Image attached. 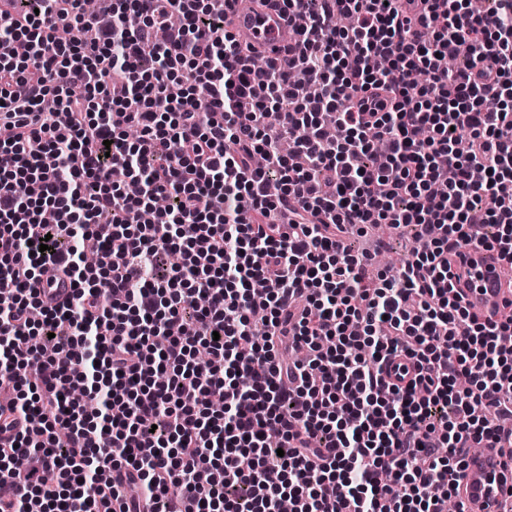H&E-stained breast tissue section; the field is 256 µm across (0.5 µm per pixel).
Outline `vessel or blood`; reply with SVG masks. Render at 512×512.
<instances>
[{"instance_id": "obj_1", "label": "vessel or blood", "mask_w": 512, "mask_h": 512, "mask_svg": "<svg viewBox=\"0 0 512 512\" xmlns=\"http://www.w3.org/2000/svg\"><path fill=\"white\" fill-rule=\"evenodd\" d=\"M231 31L240 44H251L265 52L285 57L295 43L292 23L277 8L234 11ZM455 285L465 305L488 315L512 300V283L503 276V265L496 255L483 248H468L453 263ZM390 383L406 385L416 374L414 363L403 356L386 368ZM466 466L458 474L460 498L465 512H499L498 505L512 494V442L496 446L476 442L465 458Z\"/></svg>"}]
</instances>
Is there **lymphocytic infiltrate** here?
Returning a JSON list of instances; mask_svg holds the SVG:
<instances>
[{"label": "lymphocytic infiltrate", "instance_id": "lymphocytic-infiltrate-1", "mask_svg": "<svg viewBox=\"0 0 512 512\" xmlns=\"http://www.w3.org/2000/svg\"><path fill=\"white\" fill-rule=\"evenodd\" d=\"M214 2L0 0V512H444L512 422V301L450 271L512 263V0H280L285 68ZM377 224L420 247L373 285L336 238ZM503 269L496 255L484 248L471 247L461 257H455L454 281L463 303L472 311L489 315L512 300ZM50 272L45 274L43 281V291H41L42 299L45 303L55 305L64 300L70 299L73 294L70 280L68 278H62L57 284L55 282L46 283V279L49 277ZM47 292V293H46ZM49 293V294H48ZM54 294L55 297L50 298L49 295ZM400 365V368L399 366ZM387 380L391 384L405 386L416 374L414 363L404 357L400 356L391 361L385 368Z\"/></svg>", "mask_w": 512, "mask_h": 512}]
</instances>
